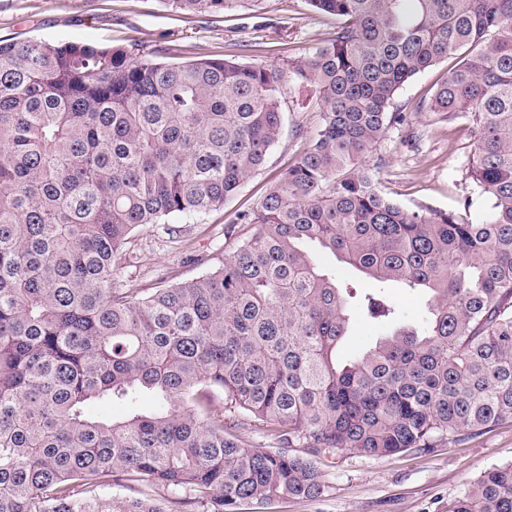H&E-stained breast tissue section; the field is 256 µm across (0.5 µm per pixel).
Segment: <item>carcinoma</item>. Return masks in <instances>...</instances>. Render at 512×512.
I'll return each mask as SVG.
<instances>
[{
  "label": "carcinoma",
  "instance_id": "obj_1",
  "mask_svg": "<svg viewBox=\"0 0 512 512\" xmlns=\"http://www.w3.org/2000/svg\"><path fill=\"white\" fill-rule=\"evenodd\" d=\"M168 2L211 17L264 0ZM307 2L342 23L279 65L0 40V512H239L322 493L290 448L380 458L512 422V0ZM464 47L425 108L479 127L481 224L470 199L408 209L359 169L404 120V84ZM304 85L321 122L238 214L256 232L191 280L114 287L137 227L193 224L264 165L283 96ZM307 243L372 287L337 280ZM394 286L427 294L421 329L400 324ZM355 307L387 332L346 360ZM226 410L278 447L241 445ZM114 480L135 494H104ZM456 512H512V463Z\"/></svg>",
  "mask_w": 512,
  "mask_h": 512
}]
</instances>
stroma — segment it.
<instances>
[{
    "label": "stroma",
    "instance_id": "obj_1",
    "mask_svg": "<svg viewBox=\"0 0 512 512\" xmlns=\"http://www.w3.org/2000/svg\"><path fill=\"white\" fill-rule=\"evenodd\" d=\"M338 24L336 17L311 10L307 0H266L262 11L210 19L175 13L167 0H0V40L118 45L138 58L168 61L232 54L248 63H280L332 36ZM456 63L444 59L399 90L396 100L405 105L407 121L387 130L365 165L377 169L388 197L410 209L454 210L472 197L470 219L479 224L488 218L491 200L468 173L475 122L421 109ZM282 109L280 140L224 207L177 235L160 224L134 231L116 265L117 287L138 295L194 278L222 264L255 232V225L237 224L238 214L258 206L279 173L307 149L321 121L320 102L309 89L287 91ZM231 224L235 235H225ZM311 460L324 483L321 496L251 502L239 512H454L481 473L512 462V422L462 432L459 440L428 452L373 458L338 449L312 454Z\"/></svg>",
    "mask_w": 512,
    "mask_h": 512
}]
</instances>
